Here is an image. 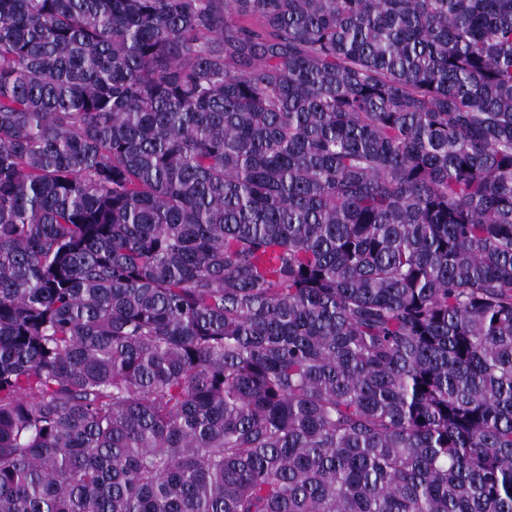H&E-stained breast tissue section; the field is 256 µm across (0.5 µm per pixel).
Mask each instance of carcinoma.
Wrapping results in <instances>:
<instances>
[{
    "label": "carcinoma",
    "instance_id": "obj_1",
    "mask_svg": "<svg viewBox=\"0 0 512 512\" xmlns=\"http://www.w3.org/2000/svg\"><path fill=\"white\" fill-rule=\"evenodd\" d=\"M0 512H512V0H0Z\"/></svg>",
    "mask_w": 512,
    "mask_h": 512
}]
</instances>
